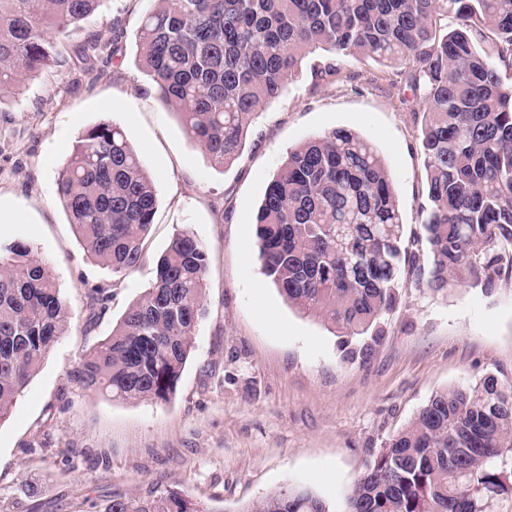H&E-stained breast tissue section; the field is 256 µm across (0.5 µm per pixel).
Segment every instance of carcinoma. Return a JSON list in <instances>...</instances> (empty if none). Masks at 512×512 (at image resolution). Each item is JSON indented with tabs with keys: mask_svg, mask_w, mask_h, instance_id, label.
<instances>
[{
	"mask_svg": "<svg viewBox=\"0 0 512 512\" xmlns=\"http://www.w3.org/2000/svg\"><path fill=\"white\" fill-rule=\"evenodd\" d=\"M105 0H0V93L58 62L57 38ZM456 23L448 28V15ZM107 43L90 34L64 63L86 65ZM406 71L420 95L426 170L425 239L405 241L383 158L334 128L288 152L254 217L263 274L288 305L350 343L381 335L409 280L433 292L453 282L491 291L512 277V0H153L136 58L189 140L216 167L236 161L256 115L315 55ZM76 238L123 280L139 265L157 189L126 132L86 130L57 182ZM207 255L177 234L151 286L70 376L130 403L176 394L208 315ZM111 294L87 297V320ZM50 271L23 242L0 247V420L38 374L70 319ZM512 387L486 373L437 392L386 439L357 478L345 512H485L512 489ZM37 512L39 489H22ZM92 512H209L179 490L112 492ZM239 512H333L307 486H288Z\"/></svg>",
	"mask_w": 512,
	"mask_h": 512,
	"instance_id": "cac0c4a2",
	"label": "carcinoma"
}]
</instances>
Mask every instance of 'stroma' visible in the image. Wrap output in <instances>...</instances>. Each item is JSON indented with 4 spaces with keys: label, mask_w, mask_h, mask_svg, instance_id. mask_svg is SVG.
I'll return each instance as SVG.
<instances>
[{
    "label": "stroma",
    "mask_w": 512,
    "mask_h": 512,
    "mask_svg": "<svg viewBox=\"0 0 512 512\" xmlns=\"http://www.w3.org/2000/svg\"><path fill=\"white\" fill-rule=\"evenodd\" d=\"M151 6L106 0L65 40L71 49L99 34L107 47L98 57L51 66L0 99V205L22 215L0 223V245H29L73 313L0 422V512H17L14 499L28 482L40 489V512H90L99 493L156 487L186 491L209 512H239L288 485L310 487L342 512L382 442L436 392L486 373L512 386V280L488 293L408 284L367 357L345 358L339 336L288 306L263 274L254 216L291 148L347 128L383 157L406 233H419V97L399 69L321 55L253 121L241 157L215 167L135 64L139 21ZM102 121L127 132L158 189L142 260L121 281L87 257L56 200L68 148ZM183 231L206 249L210 315L175 398L129 403L69 380L154 281L159 256ZM98 286L112 299L90 325L86 295Z\"/></svg>",
    "instance_id": "35a3bbf8"
}]
</instances>
